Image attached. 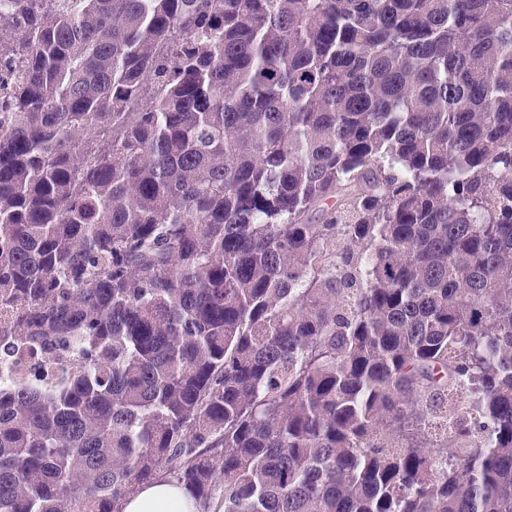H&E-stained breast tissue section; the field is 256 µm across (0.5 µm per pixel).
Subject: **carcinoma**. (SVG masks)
Returning <instances> with one entry per match:
<instances>
[{
    "label": "carcinoma",
    "instance_id": "carcinoma-1",
    "mask_svg": "<svg viewBox=\"0 0 512 512\" xmlns=\"http://www.w3.org/2000/svg\"><path fill=\"white\" fill-rule=\"evenodd\" d=\"M0 512H512V0H0ZM40 364L44 374L43 379L48 384H53L61 377V362L53 357L46 356L36 360L25 351L15 352L11 358L0 362V387H10L22 383L30 378L31 369ZM198 504L176 482H158L142 487L129 497L124 512H197Z\"/></svg>",
    "mask_w": 512,
    "mask_h": 512
}]
</instances>
